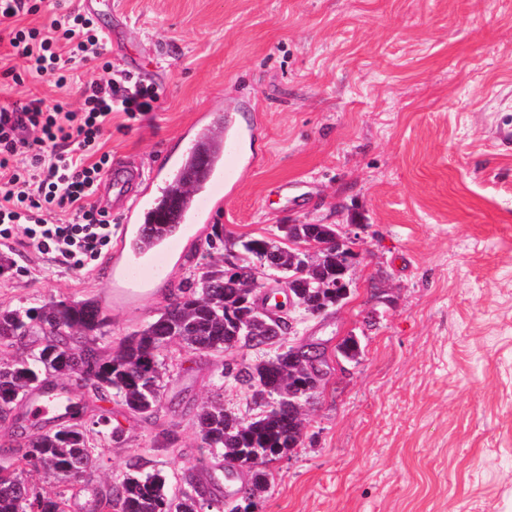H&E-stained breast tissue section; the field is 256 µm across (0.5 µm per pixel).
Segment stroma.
I'll return each mask as SVG.
<instances>
[{
	"label": "stroma",
	"instance_id": "stroma-1",
	"mask_svg": "<svg viewBox=\"0 0 512 512\" xmlns=\"http://www.w3.org/2000/svg\"><path fill=\"white\" fill-rule=\"evenodd\" d=\"M115 2L113 71L162 95L138 120L114 114L106 151L158 166L181 153L195 116L230 97L239 105L224 125L252 127L250 167L146 294L116 295L113 249L79 271L14 239L0 246L12 260L0 308L94 299L106 348L192 278L212 224L243 238L274 237L281 224L358 225L348 298L315 317L292 312L298 338L325 352L301 444L255 497L237 469L225 502L238 512H512V0ZM75 75L65 90L45 77L0 79V105L77 102L97 72ZM351 336L353 361L339 352ZM287 346L202 355L169 343L160 424L177 431L176 451L152 446L158 424L112 403L122 435L102 443L105 464L68 512H93L137 457L173 491L223 478L222 458L197 462L192 409L218 398L257 414L224 363Z\"/></svg>",
	"mask_w": 512,
	"mask_h": 512
}]
</instances>
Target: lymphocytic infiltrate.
I'll return each mask as SVG.
<instances>
[{
	"label": "lymphocytic infiltrate",
	"mask_w": 512,
	"mask_h": 512,
	"mask_svg": "<svg viewBox=\"0 0 512 512\" xmlns=\"http://www.w3.org/2000/svg\"><path fill=\"white\" fill-rule=\"evenodd\" d=\"M50 6L0 0V30L10 47L0 56V77L20 84L37 75L61 89L80 63L102 76L80 85L75 105L63 97L0 105V241L22 233L28 248L82 270L112 241V219L95 201L112 165L104 149L112 115L155 111L160 93L139 75L113 73L100 27L75 0H56L48 26L25 24ZM63 209L72 211V222H58Z\"/></svg>",
	"instance_id": "1"
}]
</instances>
